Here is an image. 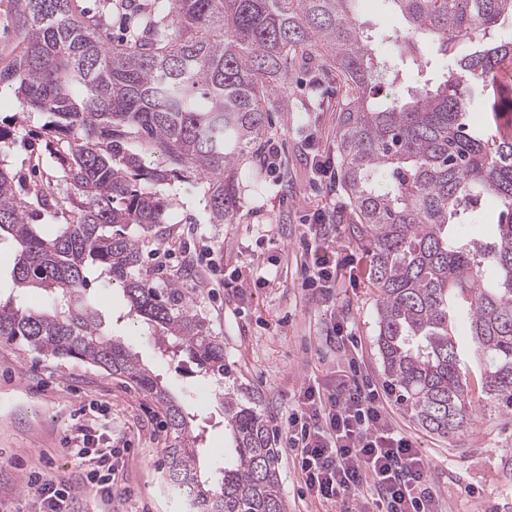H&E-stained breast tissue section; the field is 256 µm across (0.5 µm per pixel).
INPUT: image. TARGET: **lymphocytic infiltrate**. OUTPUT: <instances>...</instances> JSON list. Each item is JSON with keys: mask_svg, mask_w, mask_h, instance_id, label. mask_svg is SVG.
Instances as JSON below:
<instances>
[{"mask_svg": "<svg viewBox=\"0 0 512 512\" xmlns=\"http://www.w3.org/2000/svg\"><path fill=\"white\" fill-rule=\"evenodd\" d=\"M330 229L323 213L306 227L305 287H321L339 267L335 254L319 244ZM278 439L297 452L304 484L318 499L346 502L368 490L375 512H436L430 462L415 441L392 424L376 390L344 381L325 398L319 387L307 386ZM68 453L87 464V485L111 497L113 478L107 468L113 449H90L84 437ZM27 485L41 512H70L76 499L74 486L38 474L30 475Z\"/></svg>", "mask_w": 512, "mask_h": 512, "instance_id": "1", "label": "lymphocytic infiltrate"}]
</instances>
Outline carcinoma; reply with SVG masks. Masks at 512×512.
Returning a JSON list of instances; mask_svg holds the SVG:
<instances>
[{
	"label": "carcinoma",
	"mask_w": 512,
	"mask_h": 512,
	"mask_svg": "<svg viewBox=\"0 0 512 512\" xmlns=\"http://www.w3.org/2000/svg\"><path fill=\"white\" fill-rule=\"evenodd\" d=\"M357 0H151L133 43L110 44L72 0H24L23 47L0 63L29 110L43 114L61 164L74 219L52 238L33 221L61 205L51 184L20 186L0 164V241L16 251L18 294L43 290L45 309L0 302V341L77 360L134 385L160 405L169 444L165 475L192 512H287L277 449L258 398L224 393L233 440L224 468L201 474L192 416L169 396L121 340L100 333L88 268L122 287L137 316L159 327L174 353L191 357L204 379L228 374L224 342L200 317L179 278L155 286L143 247L159 236L171 206L162 187L206 184L209 223L238 206L234 170L258 151L267 113L288 68L312 56L336 70V155L352 223L370 255L377 290L376 344L384 374L422 428L448 436L472 412L469 366L455 336L458 320L486 358L476 381L512 410V130L490 135L471 124L473 102L498 110L497 69L512 42L495 32L512 20V0H388L404 25L387 33L423 75L415 47L453 60L437 82L425 79L397 98L374 101L380 61L356 15ZM473 45L464 55L457 45ZM391 186L380 191L377 177ZM484 197L505 219L492 240L451 234Z\"/></svg>",
	"instance_id": "carcinoma-1"
}]
</instances>
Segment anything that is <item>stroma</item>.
<instances>
[{
    "instance_id": "35a3bbf8",
    "label": "stroma",
    "mask_w": 512,
    "mask_h": 512,
    "mask_svg": "<svg viewBox=\"0 0 512 512\" xmlns=\"http://www.w3.org/2000/svg\"><path fill=\"white\" fill-rule=\"evenodd\" d=\"M103 26L108 42L127 43L137 33L132 0H75ZM359 20L373 37L377 54L402 68L400 43L386 33L399 19L387 0H358ZM287 108L271 107L266 142L279 148L276 169L265 170L261 185L238 183L239 208L228 224L205 217L202 184L169 188L166 253L144 250V267L155 283L183 271L198 312L224 340L231 378L259 395L272 428L285 427L301 388L321 391L357 379L377 390L392 422L411 436L430 460V484L438 512H512V411L474 401L469 422L441 436L423 429L391 393L376 347L377 292L368 279L370 256L355 239L349 199L339 169L324 177L313 170L315 155L335 157L336 114L341 92L325 66L288 72L280 87ZM44 118L25 111L14 93L0 92V127L10 135L0 158L24 181H55L56 163L45 146ZM328 208L339 226L325 245L343 265L333 284L334 306L319 304L303 285L305 257L299 246L304 225ZM266 225L259 235L258 225ZM278 275L251 289L246 299L225 287L226 279L249 278L266 269ZM93 295L105 333L118 337L157 375L169 395L194 413L203 432L202 472L223 465L231 438L224 429L221 389L201 381L191 364L162 356L159 332L129 315L121 289L97 280ZM347 325L336 335V322ZM95 426L92 447L115 451L112 499L82 492L74 512H187L168 483L162 448L167 437L163 409L134 386L101 369L58 360L0 343V506L9 512H38L27 481L40 473L64 482H83L86 471L70 457L65 436ZM288 512H341V504L312 496L304 485L294 451L280 449L277 461Z\"/></svg>"
}]
</instances>
